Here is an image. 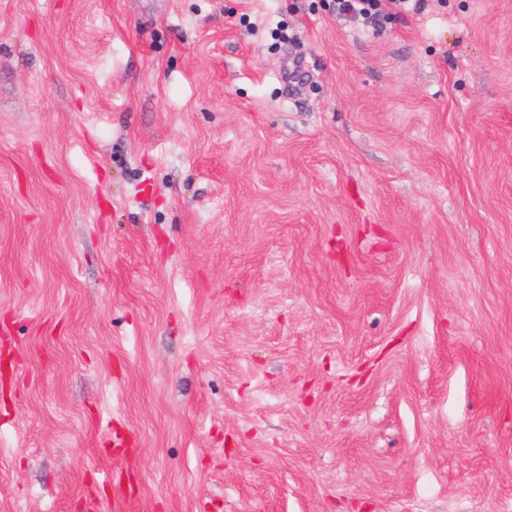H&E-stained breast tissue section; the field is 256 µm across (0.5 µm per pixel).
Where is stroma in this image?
I'll return each instance as SVG.
<instances>
[{"mask_svg":"<svg viewBox=\"0 0 512 512\" xmlns=\"http://www.w3.org/2000/svg\"><path fill=\"white\" fill-rule=\"evenodd\" d=\"M0 512H512V0H0ZM378 1L380 0H336L338 9L353 13L364 19H376L379 16Z\"/></svg>","mask_w":512,"mask_h":512,"instance_id":"1","label":"stroma"}]
</instances>
